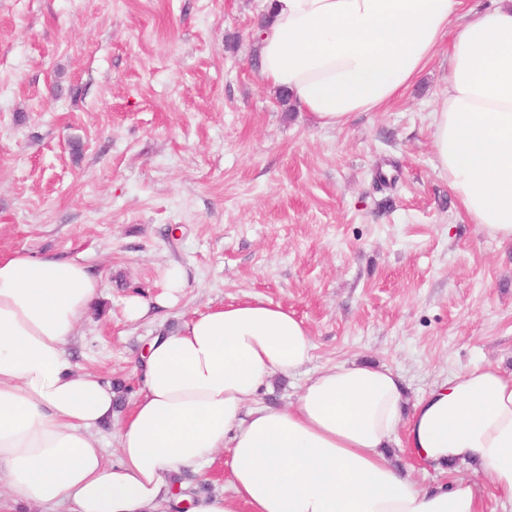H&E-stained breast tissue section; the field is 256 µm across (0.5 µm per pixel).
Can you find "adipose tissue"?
Returning <instances> with one entry per match:
<instances>
[{"instance_id": "obj_1", "label": "adipose tissue", "mask_w": 512, "mask_h": 512, "mask_svg": "<svg viewBox=\"0 0 512 512\" xmlns=\"http://www.w3.org/2000/svg\"><path fill=\"white\" fill-rule=\"evenodd\" d=\"M460 0H269L257 41L259 77L323 128L383 111L448 47L447 99L430 114L436 167L471 221L512 242V0L476 15ZM176 262L149 301L127 297L136 322L175 306ZM102 277L47 254L0 256V512L70 504L71 512H172L186 474L219 450L232 491L190 512H482L477 485L419 486L386 455L398 433L427 465L476 464L490 493L512 501V375L475 363L404 413L397 374L339 363L291 405L260 388L312 358L302 321L257 299L213 309L155 336L135 368L138 397L78 371L68 346L103 294ZM118 424V459L91 437Z\"/></svg>"}]
</instances>
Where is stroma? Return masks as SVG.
I'll use <instances>...</instances> for the list:
<instances>
[{
  "mask_svg": "<svg viewBox=\"0 0 512 512\" xmlns=\"http://www.w3.org/2000/svg\"><path fill=\"white\" fill-rule=\"evenodd\" d=\"M266 0H0V255L56 254L103 274L78 327V369L139 390L135 360L162 329L252 298L309 330L311 361L261 389L295 401L339 362L383 365L407 402L473 362L512 373V243L472 224L435 163L428 116L448 52L385 111L320 128L256 73ZM177 306L128 322L133 293ZM422 486L447 474L398 437ZM186 286L185 271L177 262H171L165 268L163 276V292L152 302L139 295L132 294L127 297L125 316L131 322L145 318L152 307L169 308L175 306L182 297Z\"/></svg>",
  "mask_w": 512,
  "mask_h": 512,
  "instance_id": "stroma-1",
  "label": "stroma"
}]
</instances>
